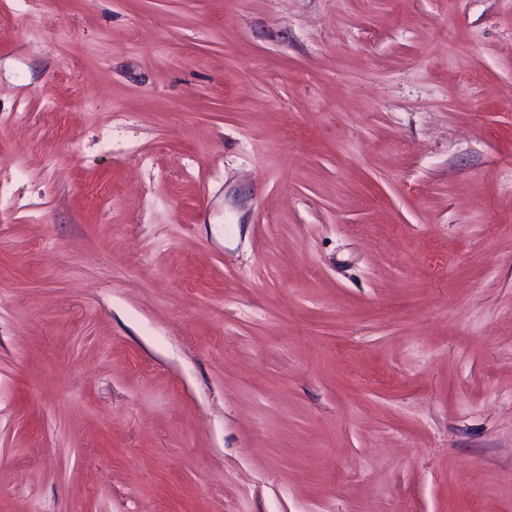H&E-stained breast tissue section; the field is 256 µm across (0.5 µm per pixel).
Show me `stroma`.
<instances>
[{
    "mask_svg": "<svg viewBox=\"0 0 512 512\" xmlns=\"http://www.w3.org/2000/svg\"><path fill=\"white\" fill-rule=\"evenodd\" d=\"M0 512H512V0H0Z\"/></svg>",
    "mask_w": 512,
    "mask_h": 512,
    "instance_id": "stroma-1",
    "label": "stroma"
}]
</instances>
